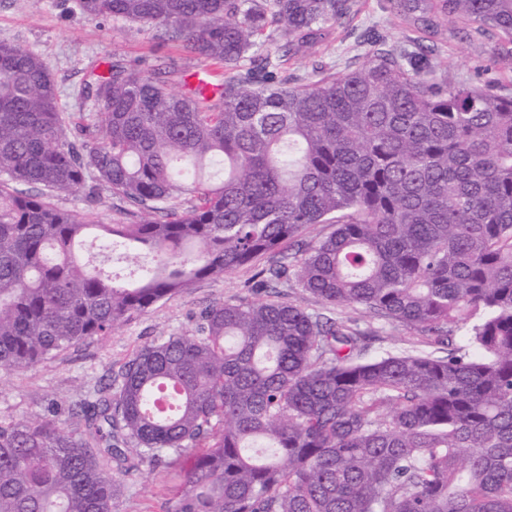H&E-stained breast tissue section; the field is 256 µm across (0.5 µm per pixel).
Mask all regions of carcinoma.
Here are the masks:
<instances>
[{"label": "carcinoma", "mask_w": 512, "mask_h": 512, "mask_svg": "<svg viewBox=\"0 0 512 512\" xmlns=\"http://www.w3.org/2000/svg\"><path fill=\"white\" fill-rule=\"evenodd\" d=\"M353 7L79 0L224 71L94 67L77 122L42 58L0 42L1 377L266 259L262 297L142 346L67 426L0 414V512H112L142 467L179 468L174 512H512V84L437 63L444 28L512 59V0H392L413 50L377 39L290 82ZM104 191L135 220L52 202ZM290 280L434 350L370 358L358 327L273 298Z\"/></svg>", "instance_id": "carcinoma-1"}]
</instances>
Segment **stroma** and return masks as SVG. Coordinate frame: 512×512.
I'll list each match as a JSON object with an SVG mask.
<instances>
[{
  "instance_id": "1",
  "label": "stroma",
  "mask_w": 512,
  "mask_h": 512,
  "mask_svg": "<svg viewBox=\"0 0 512 512\" xmlns=\"http://www.w3.org/2000/svg\"><path fill=\"white\" fill-rule=\"evenodd\" d=\"M154 27L137 23L91 20L78 10L75 0H0V42L36 52L55 79L62 111L81 114L97 111L83 92L94 64L101 60L135 65L156 55L178 59L191 71L221 72L211 61L182 56L173 43L158 44ZM385 38L389 48L401 49L411 32L393 16L389 0H357L349 17L336 24L331 36L301 57L292 67L302 74L315 69H344L363 61L372 48L371 36ZM440 56L452 78L469 77L476 66L490 64L491 76L511 79L512 66L489 63L477 46L458 40L444 43ZM59 206L93 224H125L129 217L111 196L96 203L84 194L57 196ZM257 265L239 268L221 279H204L193 288L160 301L146 312L133 315L115 334L88 340L61 351L25 371L0 378V412L16 419L48 408L64 410L105 379L107 367L127 360L160 335L192 329L206 307L224 301L252 298L250 286ZM338 316L376 333L370 353L411 352L419 349L414 330L373 317L360 306L341 307ZM178 482L176 470L141 469L121 479L112 512H173L171 489Z\"/></svg>"
}]
</instances>
